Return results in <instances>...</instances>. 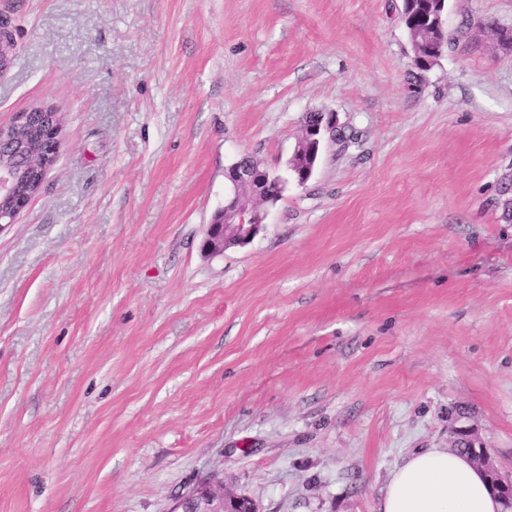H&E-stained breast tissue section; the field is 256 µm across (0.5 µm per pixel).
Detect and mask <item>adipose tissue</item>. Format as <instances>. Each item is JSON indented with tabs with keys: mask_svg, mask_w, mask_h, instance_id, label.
<instances>
[{
	"mask_svg": "<svg viewBox=\"0 0 512 512\" xmlns=\"http://www.w3.org/2000/svg\"><path fill=\"white\" fill-rule=\"evenodd\" d=\"M378 512H502V504L467 456L430 448L391 473Z\"/></svg>",
	"mask_w": 512,
	"mask_h": 512,
	"instance_id": "obj_1",
	"label": "adipose tissue"
}]
</instances>
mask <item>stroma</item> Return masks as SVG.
I'll list each match as a JSON object with an SVG mask.
<instances>
[{
  "label": "stroma",
  "mask_w": 512,
  "mask_h": 512,
  "mask_svg": "<svg viewBox=\"0 0 512 512\" xmlns=\"http://www.w3.org/2000/svg\"><path fill=\"white\" fill-rule=\"evenodd\" d=\"M403 0H0V125L62 117L0 226V512H171L219 473L258 512H377L477 428L512 468V0L413 64ZM310 112L335 113L297 185ZM284 190L204 251L227 169ZM311 113L318 114L322 118V124L310 125L307 123V118ZM336 128L341 130L336 120V114L332 112H310L307 113L305 118L303 135L300 143L304 144L305 141L316 142L315 152L309 156V161L302 167L296 165V160L292 161L290 169L295 175L298 185L302 186L312 177L318 162L321 150L319 151L320 143L334 142L336 143Z\"/></svg>",
  "instance_id": "obj_1"
}]
</instances>
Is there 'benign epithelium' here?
<instances>
[{
    "label": "benign epithelium",
    "instance_id": "7a95c632",
    "mask_svg": "<svg viewBox=\"0 0 512 512\" xmlns=\"http://www.w3.org/2000/svg\"><path fill=\"white\" fill-rule=\"evenodd\" d=\"M42 108L24 112L21 122L40 140L39 148L32 150L20 139L0 126V216L9 215L10 210L27 205L23 189L29 179L46 174L56 163L61 147V138L48 128ZM322 124H304L301 141L318 144L336 141L338 123L336 113L321 112ZM320 151L309 156V161L299 167L291 163L290 169L298 185L302 186L312 177ZM270 173L256 166L249 158H242L229 167L226 178L230 193L224 206L217 210L208 224L203 248L210 254H220L224 248L244 244L258 231L267 219L268 204L262 193V184ZM453 447L469 449V458L490 477L500 496L512 509V470L502 471L489 460L477 429L461 426L454 429ZM171 512H257L253 501L244 496L224 491V477L211 475L201 480L186 496L182 497Z\"/></svg>",
    "mask_w": 512,
    "mask_h": 512
}]
</instances>
